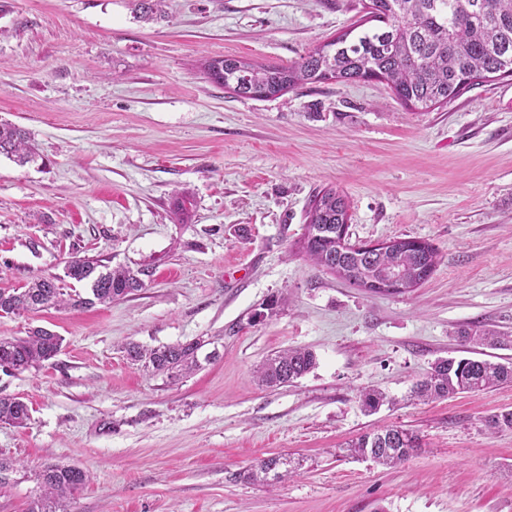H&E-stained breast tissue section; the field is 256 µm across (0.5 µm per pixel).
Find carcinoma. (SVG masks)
<instances>
[{"label":"carcinoma","instance_id":"obj_1","mask_svg":"<svg viewBox=\"0 0 512 512\" xmlns=\"http://www.w3.org/2000/svg\"><path fill=\"white\" fill-rule=\"evenodd\" d=\"M370 19L382 23L349 39L346 32L308 51L292 65L262 64L239 58L204 60L207 77L228 92L260 99L279 97L304 84L347 83L375 79L386 82L408 109L428 110L448 103L461 91L489 75L512 74V0H370ZM24 166L39 157L27 130L0 123V156ZM348 220V204L340 192H319L307 212L302 249L316 266L349 284L374 290L382 275L394 270L405 286L416 288L436 269L439 254L430 244L411 238L396 239L386 251L350 249L339 230ZM143 270L105 269L101 260L75 255L65 276L84 286L66 293L56 276H37L22 288L0 290V312L21 314L45 308H87L108 305L143 287ZM465 343L512 346V337L477 327L457 331ZM210 344L201 338L186 343L144 348L131 343L127 359L153 375L170 380L200 368L199 352ZM63 338L44 328L24 337L0 338V368L11 373L38 368L61 351ZM316 356L305 349L275 353L255 370L258 384L266 388L288 385L310 372ZM512 362L492 363L474 358H445L435 362L430 374L416 383L412 395L419 400L445 399L511 384ZM30 409L21 398L0 395V423L27 425ZM421 447L412 432L398 427L366 433L349 445L354 457L383 467L409 460ZM293 460L271 456L259 460L243 478L267 482L291 477ZM41 494L27 503L26 512H67L71 498L88 481L74 465L51 464L36 474Z\"/></svg>","mask_w":512,"mask_h":512}]
</instances>
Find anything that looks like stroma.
<instances>
[{"label":"stroma","instance_id":"35a3bbf8","mask_svg":"<svg viewBox=\"0 0 512 512\" xmlns=\"http://www.w3.org/2000/svg\"><path fill=\"white\" fill-rule=\"evenodd\" d=\"M369 0H0V122L29 130L37 163L0 156V289L59 277L72 254L145 270V286L92 308L0 315V338L64 339L44 367L0 372L30 407L0 424L18 460L0 512H25L35 474L75 465L69 512H512V384L429 403L415 382L448 356L512 361L457 336L512 334V76L427 111L386 83L299 86L270 99L225 92L209 57L290 65L361 32ZM345 195L351 241L417 238L440 262L419 287L372 293L306 260L314 196ZM214 339L215 361L178 382L122 347ZM315 367L259 387L287 348ZM388 397L365 412L362 389ZM397 425L421 446L385 468L346 442ZM282 454L298 476L241 472Z\"/></svg>","mask_w":512,"mask_h":512}]
</instances>
